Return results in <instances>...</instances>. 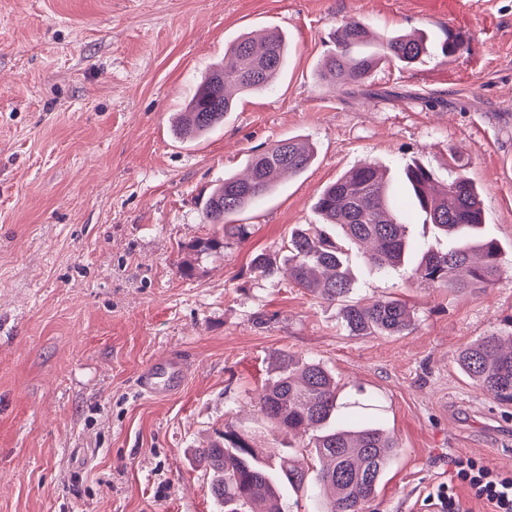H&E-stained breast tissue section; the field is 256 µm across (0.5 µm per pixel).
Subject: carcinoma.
<instances>
[{"instance_id":"cac0c4a2","label":"carcinoma","mask_w":512,"mask_h":512,"mask_svg":"<svg viewBox=\"0 0 512 512\" xmlns=\"http://www.w3.org/2000/svg\"><path fill=\"white\" fill-rule=\"evenodd\" d=\"M335 50L327 55L321 79L333 87L362 83L384 62L409 66L427 52L423 36L386 35L374 41L369 27L353 18L336 27ZM288 45L283 33L245 35L224 54L197 87L174 122L181 139L201 136L224 124L234 111L233 95L266 89L284 69ZM314 151L308 142L289 137L252 156L245 173L224 178L205 201L203 214L214 225L210 237L188 249L196 255L224 248V239L240 237L244 225L226 219L244 211L272 192L285 175L309 167ZM416 211L451 238L445 250L421 251L412 276L428 287L454 291L486 290L505 273L499 241L481 232L483 201L463 166L448 174L440 189L434 173L415 162L403 169ZM315 209L323 223L335 227L332 237L313 226L297 228L288 243L286 264L291 281L325 300L342 301V320L350 336H399L412 325L413 313L398 299L368 303L347 301L354 290L349 246L361 249L370 270L387 273L404 264L411 244V214L397 207L385 169L365 161L349 169L319 195ZM463 372L484 392L512 403V335L484 336L456 356ZM339 388L319 361H296L279 354L278 375L268 383L257 412L273 433L276 448H258L250 431L233 424L207 448L194 449L210 474V493L222 512H282L283 494L310 485L317 490V512H366L393 460L397 445L384 429L352 426L338 415ZM308 435L305 447L316 456L319 469L311 474L297 466L289 439Z\"/></svg>"}]
</instances>
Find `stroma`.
Wrapping results in <instances>:
<instances>
[{"instance_id":"obj_1","label":"stroma","mask_w":512,"mask_h":512,"mask_svg":"<svg viewBox=\"0 0 512 512\" xmlns=\"http://www.w3.org/2000/svg\"><path fill=\"white\" fill-rule=\"evenodd\" d=\"M352 17L423 32L431 48L327 86L330 34ZM270 29L288 35L276 84L205 138L175 139L201 75L238 36ZM449 32L463 48L446 56ZM293 136L312 143L311 165L183 277L188 245L214 232L205 197ZM415 160L442 185L466 163L504 248L493 288H427L351 254L353 300L399 298L414 315L404 335L353 338L341 302L253 271L318 223L339 175L373 161L397 180ZM491 334H512V0H0V512H218L192 451L228 422L272 445L255 405L283 351L320 360L341 415L396 439L370 512H428L455 458L512 471V404L455 360ZM180 353L179 390L144 394L140 373ZM453 487L464 512H490Z\"/></svg>"}]
</instances>
